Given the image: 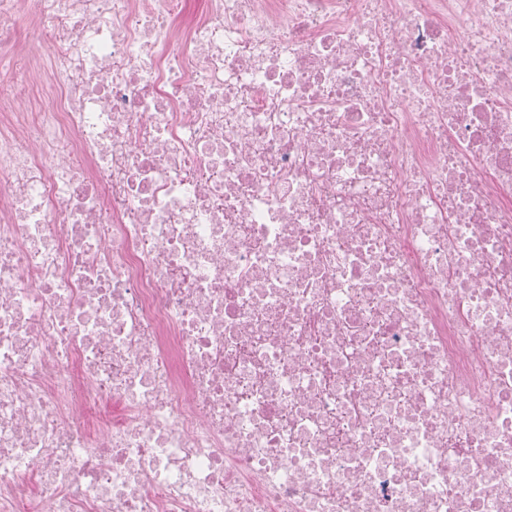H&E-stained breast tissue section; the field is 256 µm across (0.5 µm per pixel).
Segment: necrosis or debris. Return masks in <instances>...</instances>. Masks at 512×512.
Listing matches in <instances>:
<instances>
[{
  "label": "necrosis or debris",
  "instance_id": "4bbe7bcc",
  "mask_svg": "<svg viewBox=\"0 0 512 512\" xmlns=\"http://www.w3.org/2000/svg\"><path fill=\"white\" fill-rule=\"evenodd\" d=\"M0 74V512H512V0H0Z\"/></svg>",
  "mask_w": 512,
  "mask_h": 512
}]
</instances>
